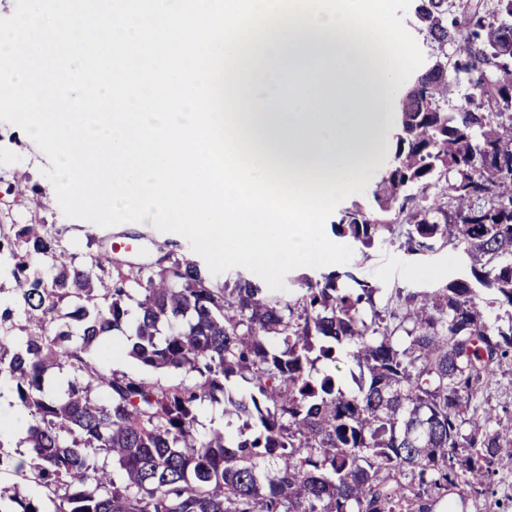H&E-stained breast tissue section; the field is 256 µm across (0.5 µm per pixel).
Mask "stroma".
I'll return each instance as SVG.
<instances>
[{
	"mask_svg": "<svg viewBox=\"0 0 512 512\" xmlns=\"http://www.w3.org/2000/svg\"><path fill=\"white\" fill-rule=\"evenodd\" d=\"M48 158L18 127L0 122V194L12 205L13 223L0 227V242L13 239L16 227L40 224L64 248L75 265L89 263L91 256L111 250L113 257L152 266L168 252L192 256L185 238L155 229L151 220L102 228L93 223L66 217L57 202L51 182L44 176ZM130 250H123V243ZM356 275L391 292L429 291L449 280L466 276L470 262L460 251L449 247L424 255L411 254L399 244H387L354 252L350 262ZM100 367L132 378L148 377L164 384L188 382L189 374L178 370L144 367L128 352L125 336L104 337L89 351ZM467 512H512V460L503 459L494 478L493 495L468 500Z\"/></svg>",
	"mask_w": 512,
	"mask_h": 512,
	"instance_id": "obj_1",
	"label": "stroma"
}]
</instances>
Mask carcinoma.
Returning <instances> with one entry per match:
<instances>
[{
  "label": "carcinoma",
  "mask_w": 512,
  "mask_h": 512,
  "mask_svg": "<svg viewBox=\"0 0 512 512\" xmlns=\"http://www.w3.org/2000/svg\"><path fill=\"white\" fill-rule=\"evenodd\" d=\"M411 8L429 42L412 76L422 88L396 103L392 158L371 190L378 209L354 203L334 227L363 248L450 245L470 277L383 299L334 270L285 299L243 277L219 287L173 252L147 273H108L110 251L78 267L28 224L10 250L18 306L0 307V330L21 314L24 336L0 339V381L34 420L30 463L0 441V468L29 466L46 500L1 490L0 512H433L445 499L457 512L489 492L512 459V411L489 399L512 366V0ZM36 257L52 260L51 275ZM63 319L82 334L52 329ZM125 326L142 364L193 382L100 370L88 346ZM343 355L359 371L348 393L314 376ZM54 368L67 389L47 399ZM233 376L249 396L224 397ZM224 401L260 428L198 436L197 406Z\"/></svg>",
  "instance_id": "obj_1"
}]
</instances>
